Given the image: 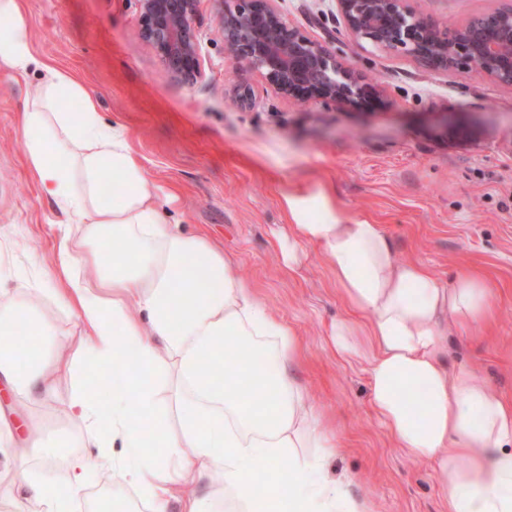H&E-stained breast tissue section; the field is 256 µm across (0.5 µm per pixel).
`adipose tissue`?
I'll return each mask as SVG.
<instances>
[{
	"label": "adipose tissue",
	"instance_id": "adipose-tissue-1",
	"mask_svg": "<svg viewBox=\"0 0 512 512\" xmlns=\"http://www.w3.org/2000/svg\"><path fill=\"white\" fill-rule=\"evenodd\" d=\"M37 60L25 0H0V69ZM45 77L19 114L29 172L64 216L53 262L20 277L0 236V387L28 406L57 402L81 426L77 449L45 453L33 417L0 416V504L9 512H74L89 478L133 487L150 512H372L347 477L327 478L337 454L297 383L296 331L270 313L232 260L201 234L165 223L159 186L119 126L68 71ZM77 100L81 109L67 111ZM288 221L273 235L295 272L313 245L352 312L330 341L368 362L369 404L408 457L433 464L447 512H512V404L471 370L446 361L448 333L484 321L474 275L441 284L398 261L383 225L343 217L327 190L283 194ZM59 309L73 322L58 328ZM31 331L27 343L14 325ZM111 372L112 401L88 389ZM70 387L58 396L56 377ZM96 470H89V457ZM62 464L64 484L34 471Z\"/></svg>",
	"mask_w": 512,
	"mask_h": 512
}]
</instances>
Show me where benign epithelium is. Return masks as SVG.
<instances>
[{
	"instance_id": "7a95c632",
	"label": "benign epithelium",
	"mask_w": 512,
	"mask_h": 512,
	"mask_svg": "<svg viewBox=\"0 0 512 512\" xmlns=\"http://www.w3.org/2000/svg\"><path fill=\"white\" fill-rule=\"evenodd\" d=\"M140 36L165 71L188 86L202 77L197 0H135ZM224 50L256 72L278 96L300 105L359 108L381 96L378 84L351 67L338 48L287 22L275 0H219ZM411 0H336V42L367 52L403 53L424 72L465 70L512 87V0L442 24Z\"/></svg>"
}]
</instances>
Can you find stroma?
Masks as SVG:
<instances>
[{
    "instance_id": "1",
    "label": "stroma",
    "mask_w": 512,
    "mask_h": 512,
    "mask_svg": "<svg viewBox=\"0 0 512 512\" xmlns=\"http://www.w3.org/2000/svg\"><path fill=\"white\" fill-rule=\"evenodd\" d=\"M39 61L69 70L121 124L137 160L172 199L170 219L207 233L238 275L302 341L294 372L341 448L329 475L352 477L374 512H444L435 468L409 459L369 405L367 362L338 358L328 334L350 311L317 251L298 272L282 268L274 225L288 221L284 186L332 190L345 217L383 225L396 255L449 285L483 277L491 314L449 337L448 361L512 401V87L468 72L424 73L405 54L349 45L348 61L383 90L358 109L300 108L275 95L224 51L218 0H198L203 74L170 78L139 34L135 0H25ZM501 0H414L442 23L499 7ZM311 38L336 31L334 0H276ZM42 76L0 70V234L23 242L25 267L50 258L62 215L30 176L17 127L21 103ZM250 86V107L236 98ZM476 130L463 143L462 130Z\"/></svg>"
}]
</instances>
